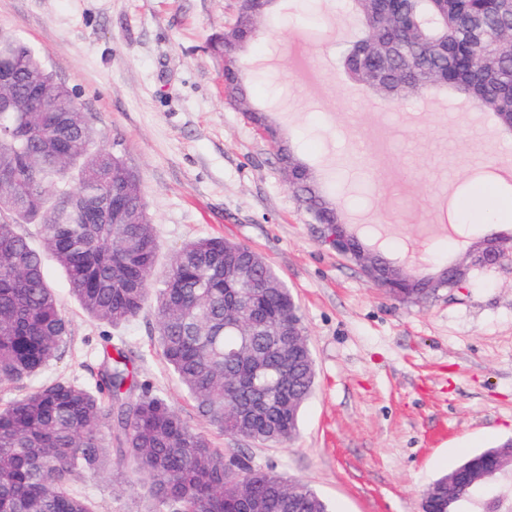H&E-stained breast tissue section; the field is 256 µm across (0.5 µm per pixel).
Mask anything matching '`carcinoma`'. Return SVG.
<instances>
[{
  "label": "carcinoma",
  "instance_id": "cac0c4a2",
  "mask_svg": "<svg viewBox=\"0 0 512 512\" xmlns=\"http://www.w3.org/2000/svg\"><path fill=\"white\" fill-rule=\"evenodd\" d=\"M357 36L339 47L348 76L389 106L434 88L455 91L512 132V0H350ZM0 383L40 373L70 336L43 272L42 252L65 271L93 320L118 327L150 301L157 347L219 431L264 445L292 442L313 393L315 362L300 304L261 255L249 288L224 281L237 243L219 236L183 244L155 277L158 239L139 175L101 144L76 92L58 82L23 39L0 32ZM38 90L43 112H28ZM299 205L337 201L299 189ZM37 224L43 251L16 230ZM296 323L301 335L280 332ZM95 385L58 380L0 408V512H95L71 485L112 468L149 484L152 512H240L265 496V512H330L307 483L231 458L190 427L169 401L137 388L124 350ZM427 489L432 512H454Z\"/></svg>",
  "mask_w": 512,
  "mask_h": 512
}]
</instances>
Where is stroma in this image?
<instances>
[{
	"label": "stroma",
	"instance_id": "1",
	"mask_svg": "<svg viewBox=\"0 0 512 512\" xmlns=\"http://www.w3.org/2000/svg\"><path fill=\"white\" fill-rule=\"evenodd\" d=\"M238 0H0V31L44 52L107 142L140 177L159 240L158 271L184 243L221 236L264 255L300 303L316 364L300 434L264 446L211 427L156 349L146 307L114 328L136 376L226 455L306 481L332 512H421L424 490L474 454L512 438V263L462 291L397 303L322 246L289 190L276 148L224 103L222 34ZM346 0H277L240 54L253 108L267 112L298 158L326 157L346 185V224L397 263L424 272L512 222L456 217L477 181L512 190V135L438 89L392 109L338 63L322 13ZM71 336L44 372L0 384V407L59 378L95 382L103 328L82 310L65 272L44 256ZM79 486L96 512H151L143 480L108 474Z\"/></svg>",
	"mask_w": 512,
	"mask_h": 512
}]
</instances>
